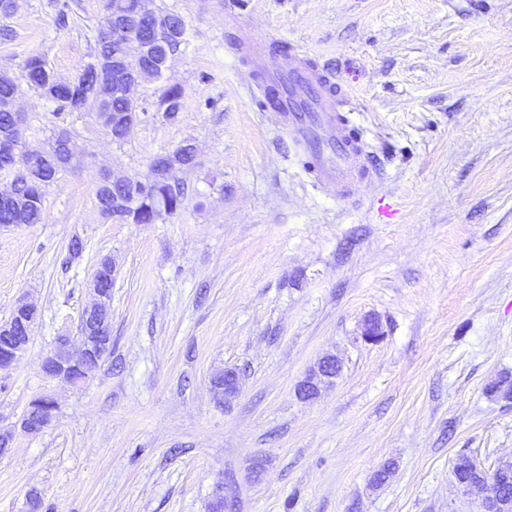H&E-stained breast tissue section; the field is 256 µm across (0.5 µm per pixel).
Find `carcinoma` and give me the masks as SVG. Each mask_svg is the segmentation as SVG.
I'll list each match as a JSON object with an SVG mask.
<instances>
[{"label": "carcinoma", "mask_w": 512, "mask_h": 512, "mask_svg": "<svg viewBox=\"0 0 512 512\" xmlns=\"http://www.w3.org/2000/svg\"><path fill=\"white\" fill-rule=\"evenodd\" d=\"M117 17L141 19L143 40L149 48L141 51L138 64L148 78L162 79L169 58L186 43L187 29L183 18L163 11L152 0H105L104 14L93 28L89 39L94 44L92 60L87 62L76 78L58 80L42 54L28 56L20 77L0 74V137L14 136V100L21 84L56 105L58 112H93L109 136H114L120 122L112 118L124 112L139 111L138 104L128 95L123 78L112 71V61L126 59L134 53L125 35L112 28ZM182 90L176 85L163 88L159 105L163 117L174 123L181 110ZM72 131L59 127L49 142L40 148H28L22 157L30 161V174L13 179L9 193L0 196V225L39 224L43 219V197L49 186L63 171L66 160L73 166L80 161L70 151ZM195 145L183 143L175 151L156 156L150 165V177L131 178L112 182L105 178L98 185L95 198L100 214L111 220L132 224H152L162 214H172L185 199V184L178 173L194 165ZM475 458L465 452L457 455L453 466L455 481L482 490L486 480L495 479L501 500L512 499V462L507 473L493 466H474Z\"/></svg>", "instance_id": "1"}]
</instances>
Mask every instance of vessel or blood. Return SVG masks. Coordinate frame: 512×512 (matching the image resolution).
<instances>
[{
  "label": "vessel or blood",
  "instance_id": "vessel-or-blood-1",
  "mask_svg": "<svg viewBox=\"0 0 512 512\" xmlns=\"http://www.w3.org/2000/svg\"><path fill=\"white\" fill-rule=\"evenodd\" d=\"M238 44L254 68L255 83L275 87L269 107L310 160L315 181L334 185L337 198L354 199L360 184L378 176L379 166L349 132L344 115L351 100L348 87L310 60L302 47H289L284 64L270 67L262 43L248 30H241Z\"/></svg>",
  "mask_w": 512,
  "mask_h": 512
}]
</instances>
